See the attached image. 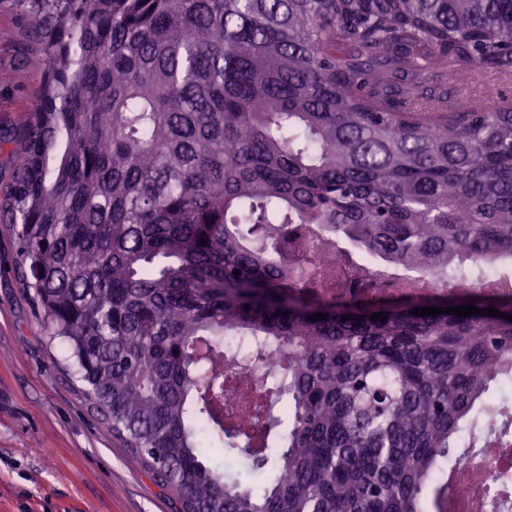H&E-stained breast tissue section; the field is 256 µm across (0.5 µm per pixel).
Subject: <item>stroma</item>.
<instances>
[{
    "label": "stroma",
    "mask_w": 512,
    "mask_h": 512,
    "mask_svg": "<svg viewBox=\"0 0 512 512\" xmlns=\"http://www.w3.org/2000/svg\"><path fill=\"white\" fill-rule=\"evenodd\" d=\"M29 19L0 0V189L16 168L19 123L43 89L45 63ZM16 252L0 228V512H179L76 394L46 345L16 280Z\"/></svg>",
    "instance_id": "1"
}]
</instances>
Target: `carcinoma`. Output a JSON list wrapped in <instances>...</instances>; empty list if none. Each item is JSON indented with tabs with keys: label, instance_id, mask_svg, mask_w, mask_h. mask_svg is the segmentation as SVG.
<instances>
[{
	"label": "carcinoma",
	"instance_id": "obj_1",
	"mask_svg": "<svg viewBox=\"0 0 512 512\" xmlns=\"http://www.w3.org/2000/svg\"><path fill=\"white\" fill-rule=\"evenodd\" d=\"M18 2L47 69L0 224L112 437L180 512H448L512 322L411 311L512 315L457 291L512 255V106L448 103L512 75V0Z\"/></svg>",
	"mask_w": 512,
	"mask_h": 512
}]
</instances>
